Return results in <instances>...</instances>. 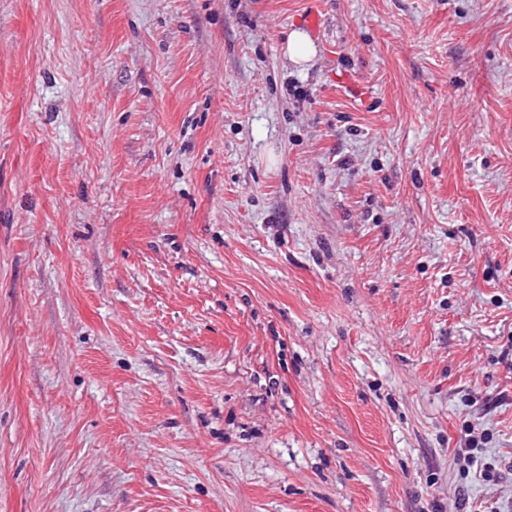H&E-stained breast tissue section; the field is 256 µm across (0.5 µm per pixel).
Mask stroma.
Segmentation results:
<instances>
[{"label": "stroma", "instance_id": "1", "mask_svg": "<svg viewBox=\"0 0 512 512\" xmlns=\"http://www.w3.org/2000/svg\"><path fill=\"white\" fill-rule=\"evenodd\" d=\"M0 512H512V0H0ZM316 47L309 35L301 30H292L285 38L283 56L296 67L311 61Z\"/></svg>", "mask_w": 512, "mask_h": 512}]
</instances>
